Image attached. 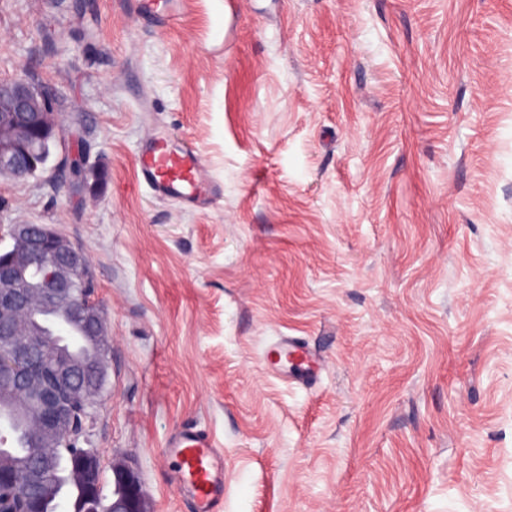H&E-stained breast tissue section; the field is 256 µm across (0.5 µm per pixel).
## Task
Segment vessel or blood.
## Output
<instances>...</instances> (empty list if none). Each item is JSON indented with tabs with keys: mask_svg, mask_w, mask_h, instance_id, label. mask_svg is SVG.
Here are the masks:
<instances>
[{
	"mask_svg": "<svg viewBox=\"0 0 512 512\" xmlns=\"http://www.w3.org/2000/svg\"><path fill=\"white\" fill-rule=\"evenodd\" d=\"M139 13L150 26L165 24L171 17L168 8L157 0H139ZM136 167L139 180L153 196L177 201L188 209L212 202L221 193L201 154L170 144L158 132L141 142ZM165 452L181 463L175 483L191 497L194 512H218L224 501V454L215 440L185 428L168 439Z\"/></svg>",
	"mask_w": 512,
	"mask_h": 512,
	"instance_id": "b4317fda",
	"label": "vessel or blood"
}]
</instances>
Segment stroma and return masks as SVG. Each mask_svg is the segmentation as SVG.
Returning a JSON list of instances; mask_svg holds the SVG:
<instances>
[{
	"label": "stroma",
	"instance_id": "35a3bbf8",
	"mask_svg": "<svg viewBox=\"0 0 512 512\" xmlns=\"http://www.w3.org/2000/svg\"><path fill=\"white\" fill-rule=\"evenodd\" d=\"M59 129L0 175V247L89 258L112 336L86 445L111 498L193 512L163 446L224 448L220 512H512V0H0V81ZM223 194L151 196V129ZM83 148L99 185L62 161ZM309 354L269 366L279 338ZM138 4L142 20L150 26H161L175 16L167 7H160L156 0H140ZM112 512H142L139 501L134 496L128 480L117 475L115 477V489L112 492Z\"/></svg>",
	"mask_w": 512,
	"mask_h": 512
}]
</instances>
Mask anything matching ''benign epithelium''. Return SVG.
<instances>
[{
  "label": "benign epithelium",
  "instance_id": "7a95c632",
  "mask_svg": "<svg viewBox=\"0 0 512 512\" xmlns=\"http://www.w3.org/2000/svg\"><path fill=\"white\" fill-rule=\"evenodd\" d=\"M58 126L51 98L25 78L0 83V173L16 178L42 171ZM11 248L0 252V430L24 426L32 450L20 462L0 461V488L28 503L54 498L49 479L52 449L85 439L101 395L111 348L105 315L94 301L89 260L71 241L45 224H12ZM63 311L83 329L87 348L73 354L29 321L35 308ZM74 481L88 490L99 484L94 453L81 448ZM112 512H142L128 480L115 477Z\"/></svg>",
  "mask_w": 512,
  "mask_h": 512
}]
</instances>
